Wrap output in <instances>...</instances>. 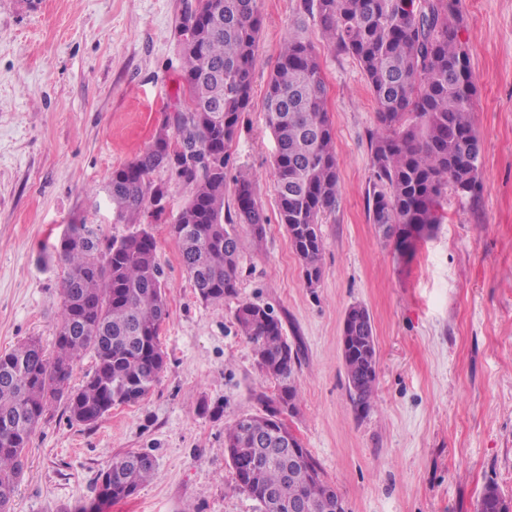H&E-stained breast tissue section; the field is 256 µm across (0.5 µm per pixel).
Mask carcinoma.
I'll return each instance as SVG.
<instances>
[{"label": "carcinoma", "mask_w": 512, "mask_h": 512, "mask_svg": "<svg viewBox=\"0 0 512 512\" xmlns=\"http://www.w3.org/2000/svg\"><path fill=\"white\" fill-rule=\"evenodd\" d=\"M327 43L352 55L368 82L378 128L371 136L374 180L369 214L383 239L402 254L412 233L432 234L443 223L447 190L477 196L482 153L471 120L476 92L471 56L460 38V0H308ZM261 25L259 0H187L180 25L186 108L156 130L132 162L112 171L106 191L114 221L133 230L105 239L91 224H69L52 251L65 269L55 350L46 354L30 338L0 354V512H10L24 467V450L52 403L68 419L94 425L115 401L143 399L166 369L160 346L168 317L156 242L141 216L166 215L167 189L150 180L170 170L187 189L176 220L182 266L205 303L236 293L243 241L236 225L249 227L252 242L265 236L267 218L257 182L240 175L234 212L224 213L227 151L250 104L252 71ZM266 123L276 141L277 209L308 283L321 278L324 248L321 216L336 208L339 174L333 126L326 109L319 54L298 33L284 40L264 97ZM181 150L171 154L172 139ZM240 331L254 344L256 365L276 392L254 391L259 412L240 418L224 435L233 474L253 457L265 463L237 488L260 512H285L307 501L306 512H327L324 473L311 455L288 465L279 434L285 414L298 411L299 348L265 307L245 302L236 309ZM343 335L376 350L370 314L344 318ZM93 370L80 388L69 386L84 354ZM353 408L371 405L377 369L360 357L343 356ZM156 471L141 452L115 456L100 473L101 502L128 498ZM477 512H512V498L488 485Z\"/></svg>", "instance_id": "cac0c4a2"}]
</instances>
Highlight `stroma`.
<instances>
[{
	"instance_id": "35a3bbf8",
	"label": "stroma",
	"mask_w": 512,
	"mask_h": 512,
	"mask_svg": "<svg viewBox=\"0 0 512 512\" xmlns=\"http://www.w3.org/2000/svg\"><path fill=\"white\" fill-rule=\"evenodd\" d=\"M186 0H0V352L39 338L53 350L63 268L50 246L66 225L113 221L105 186L151 143L179 92L178 26ZM482 142L478 198L447 193V218L401 256L368 214L376 107L354 57L327 47L304 0H261L252 100L229 148L235 177L258 181L269 218L245 247L237 293L203 303L171 231L186 191L170 172L166 223L156 224L169 317L166 370L149 395L97 424L53 405L26 451L11 512L97 502L112 457L144 451L154 478L101 512H259L239 491L224 430L273 391L235 321L239 303L272 310L299 347V410L288 424L334 484L346 512H477L486 485L512 496V0H461ZM301 33L320 54L340 193L322 218L321 280L307 287L278 222L275 140L263 97L283 40ZM375 327L369 410L355 414L341 356L346 310ZM98 503V502H97Z\"/></svg>"
}]
</instances>
